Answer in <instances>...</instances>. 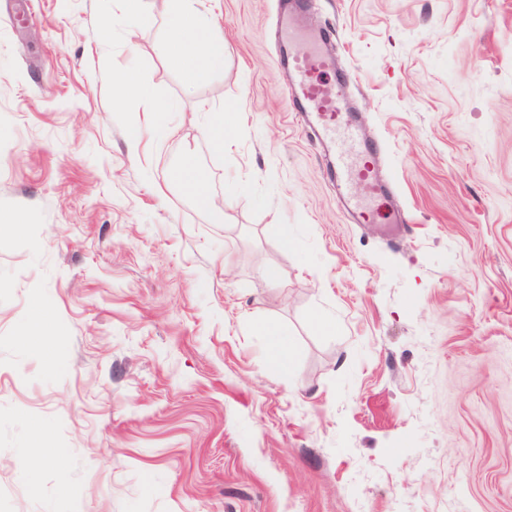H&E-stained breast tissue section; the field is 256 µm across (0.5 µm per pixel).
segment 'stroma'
Listing matches in <instances>:
<instances>
[{"instance_id":"stroma-1","label":"stroma","mask_w":512,"mask_h":512,"mask_svg":"<svg viewBox=\"0 0 512 512\" xmlns=\"http://www.w3.org/2000/svg\"><path fill=\"white\" fill-rule=\"evenodd\" d=\"M145 6L130 35L114 0H0V215L23 219L0 237V512H512V0L302 18L355 77L396 235L343 210L293 115L278 0H199L224 67L191 88ZM126 68L175 111L113 110ZM208 135L213 149L217 152H223L229 142V131L224 128V114L214 112L208 121ZM183 178L186 189L194 196L198 204L205 208L211 207L212 201L197 180L194 163L190 156L185 160ZM256 331L260 336L267 337L271 359L278 367L287 370L291 366V345L284 337L287 335L282 328L277 323L263 321L256 326Z\"/></svg>"}]
</instances>
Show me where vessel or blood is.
<instances>
[{
	"label": "vessel or blood",
	"instance_id": "1",
	"mask_svg": "<svg viewBox=\"0 0 512 512\" xmlns=\"http://www.w3.org/2000/svg\"><path fill=\"white\" fill-rule=\"evenodd\" d=\"M289 11L283 14L280 23V39L287 44L304 43L305 51L292 55V99L291 107L302 120L308 123L323 143L336 146L333 160L326 167V174L342 193L348 194L350 206L357 210L362 221L378 217L375 200L387 197L390 189L378 173L377 160L381 148L377 142L362 138L352 123L343 105V90L350 81L348 71L331 70L322 47L329 42V33L308 32L294 21L291 12L296 9L295 0H290ZM334 71V79H325L327 71ZM356 143L355 152H347L345 142ZM361 187L360 195H351L353 187Z\"/></svg>",
	"mask_w": 512,
	"mask_h": 512
}]
</instances>
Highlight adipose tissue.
I'll return each mask as SVG.
<instances>
[{"label":"adipose tissue","mask_w":512,"mask_h":512,"mask_svg":"<svg viewBox=\"0 0 512 512\" xmlns=\"http://www.w3.org/2000/svg\"><path fill=\"white\" fill-rule=\"evenodd\" d=\"M196 3L169 0V61L190 87L223 67V31Z\"/></svg>","instance_id":"adipose-tissue-1"}]
</instances>
